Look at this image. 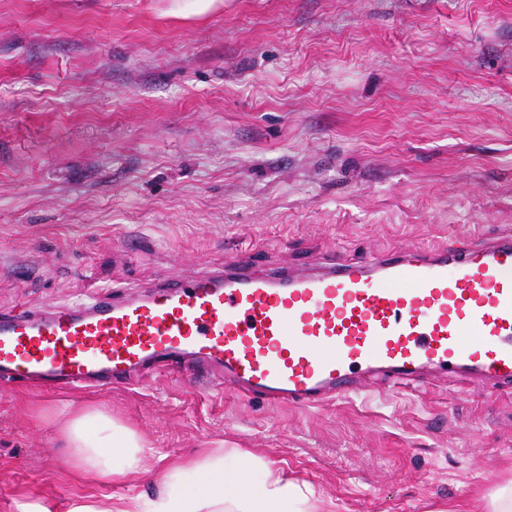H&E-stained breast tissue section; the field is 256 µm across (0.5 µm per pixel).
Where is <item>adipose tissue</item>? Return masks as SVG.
<instances>
[{
  "mask_svg": "<svg viewBox=\"0 0 512 512\" xmlns=\"http://www.w3.org/2000/svg\"><path fill=\"white\" fill-rule=\"evenodd\" d=\"M70 448L69 464L93 479L138 475L152 448L134 431L99 410H81L60 427ZM262 470L253 481V470ZM131 512H321L318 489L300 484L243 455L225 471L224 453L214 450L170 465L152 496L132 495Z\"/></svg>",
  "mask_w": 512,
  "mask_h": 512,
  "instance_id": "adipose-tissue-1",
  "label": "adipose tissue"
}]
</instances>
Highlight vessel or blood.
I'll return each mask as SVG.
<instances>
[{
  "instance_id": "vessel-or-blood-1",
  "label": "vessel or blood",
  "mask_w": 512,
  "mask_h": 512,
  "mask_svg": "<svg viewBox=\"0 0 512 512\" xmlns=\"http://www.w3.org/2000/svg\"><path fill=\"white\" fill-rule=\"evenodd\" d=\"M203 371L273 404L319 407L364 390L360 372L423 385L512 384V231L410 257L337 259L314 273L244 264L148 293L0 314V380L108 391L129 373Z\"/></svg>"
}]
</instances>
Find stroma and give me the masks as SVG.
Returning a JSON list of instances; mask_svg holds the SVG:
<instances>
[{
	"instance_id": "1",
	"label": "stroma",
	"mask_w": 512,
	"mask_h": 512,
	"mask_svg": "<svg viewBox=\"0 0 512 512\" xmlns=\"http://www.w3.org/2000/svg\"><path fill=\"white\" fill-rule=\"evenodd\" d=\"M0 0V309L108 296L246 259L398 256L512 226V0ZM152 446L136 485L66 461L63 412ZM221 448L328 512H444L512 480V385L377 382L318 408L192 374L0 386V512L123 507Z\"/></svg>"
}]
</instances>
